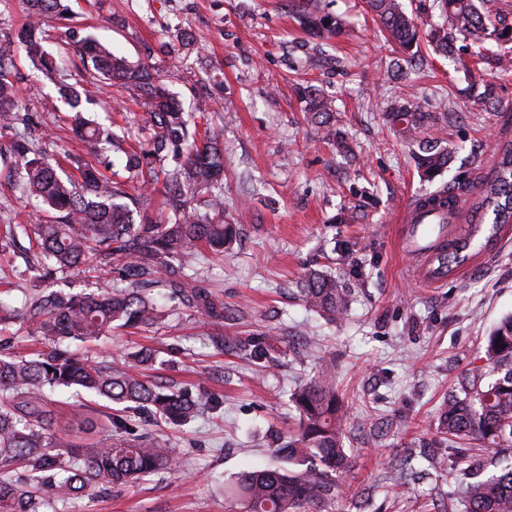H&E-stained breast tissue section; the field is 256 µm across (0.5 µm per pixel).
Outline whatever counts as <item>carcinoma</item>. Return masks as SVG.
<instances>
[{
    "mask_svg": "<svg viewBox=\"0 0 512 512\" xmlns=\"http://www.w3.org/2000/svg\"><path fill=\"white\" fill-rule=\"evenodd\" d=\"M28 20L15 33L42 79L58 87L59 99L38 103L43 112L73 113L72 129L95 152L109 148L123 152L122 172L107 176L91 163L77 173L59 174L60 161L44 153L27 133L29 107L16 91L10 50L0 47V134L11 135L21 188L53 213L51 224H11L4 238L28 240L38 259L39 277L80 274L102 269L117 284L107 290L73 293L43 288L25 298L20 308L0 311L3 326L13 335L0 339V512H42L50 495L70 497L99 487H121L161 470L178 471L169 443L157 436L135 435L133 415L147 414L181 427L219 401L199 383L195 390L172 388L146 373L157 363L155 351L143 347L123 363L94 361L81 346L96 343L119 328L149 330L162 324L164 314L153 296L156 288L169 297L224 318L221 305L197 286L194 269L206 250L217 254L232 244L234 226L224 223V145L211 132L202 104L197 112L182 111L176 99L148 68H132L125 58L86 37L75 45L90 77L107 85L132 88L147 108L155 132L150 148L127 144L113 130L84 116L85 78L58 69L46 49L45 21L64 15L63 0H26ZM299 17L314 34L342 33L319 0H298ZM383 36L413 65L421 31L442 56L463 50L459 40L480 38L475 55L486 45L499 61H509L502 47L512 42V24L499 14L477 6L475 0H438L441 23H428L406 13L399 0H365ZM305 112L327 140L336 139L332 101L313 90L302 94ZM385 119L398 132L411 135L435 128V119L415 101L393 104ZM451 151L431 137L420 142L417 166L427 179L451 163ZM163 183L171 216L161 221L150 209L148 193ZM134 193H129V190ZM471 223L490 224L495 235L512 224V141L502 143L493 167L472 201ZM305 306L332 319L352 305L351 289L320 271L305 275L299 289ZM28 336L41 348L18 355L9 351L12 340ZM219 351L233 343L253 363L268 361L269 349L258 337L236 340L221 332L210 336ZM448 397L438 430L448 451L462 448L479 460L488 448L512 447V315L501 320L487 337L484 350ZM58 389L85 392L111 404L102 422L90 407L62 426L49 409L50 394ZM298 432L274 449L277 464L241 472L233 485L245 512H324L332 497L345 493L351 461L344 448L347 415L336 398L334 362L323 357L314 376L293 394ZM96 432L85 445L81 434ZM464 512H512V463L486 480L460 487L448 509Z\"/></svg>",
    "mask_w": 512,
    "mask_h": 512,
    "instance_id": "1",
    "label": "carcinoma"
}]
</instances>
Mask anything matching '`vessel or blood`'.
<instances>
[{
  "mask_svg": "<svg viewBox=\"0 0 512 512\" xmlns=\"http://www.w3.org/2000/svg\"><path fill=\"white\" fill-rule=\"evenodd\" d=\"M466 200L459 194L438 191L418 197L405 207L401 222L406 236L414 242L413 269L417 278L428 285L444 281L448 272L442 262L446 254V226L464 211Z\"/></svg>",
  "mask_w": 512,
  "mask_h": 512,
  "instance_id": "b4317fda",
  "label": "vessel or blood"
}]
</instances>
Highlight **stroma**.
Wrapping results in <instances>:
<instances>
[{
	"label": "stroma",
	"mask_w": 512,
	"mask_h": 512,
	"mask_svg": "<svg viewBox=\"0 0 512 512\" xmlns=\"http://www.w3.org/2000/svg\"><path fill=\"white\" fill-rule=\"evenodd\" d=\"M344 32L316 38L302 28L288 0H66L68 28L112 47L159 77L184 111L202 100L217 111L210 127L224 145V220L239 235L223 257H203L198 285L222 303L226 320L169 305L151 331L117 330L88 345L96 361L121 362L154 349L156 380L178 388L205 382L220 410L171 428L136 417L134 433L162 434L179 473L78 498L51 500L46 512H243L228 486L243 470L273 463L278 438L293 435L292 394L312 377L321 356L336 363V391L349 420L345 446L350 490L328 512H441L465 482L467 464L445 454L438 412L485 345L490 329L512 314V240L491 257L475 251L447 282L415 283L396 228L406 203L438 190L474 195L497 147L512 139V70L483 60L468 66L420 48L416 70L395 72V49L362 0H321ZM67 28V29H68ZM493 85L497 103L481 102ZM332 99L335 145L308 120L300 89ZM418 98L423 111L446 112L442 145L454 153L433 179L416 164V142L382 118L388 101ZM87 116L110 124L114 113L130 140L148 145L153 131L130 89H94ZM69 112L39 125L48 153L89 159L75 140ZM10 138L0 136V228L32 224L42 206L7 177ZM24 243L0 253V301L20 307L40 285ZM354 288L347 315L329 320L309 311L298 293L310 270ZM228 336L273 334L279 362L266 371L241 355L213 349ZM410 464L412 483L390 489L393 466Z\"/></svg>",
	"instance_id": "35a3bbf8"
}]
</instances>
